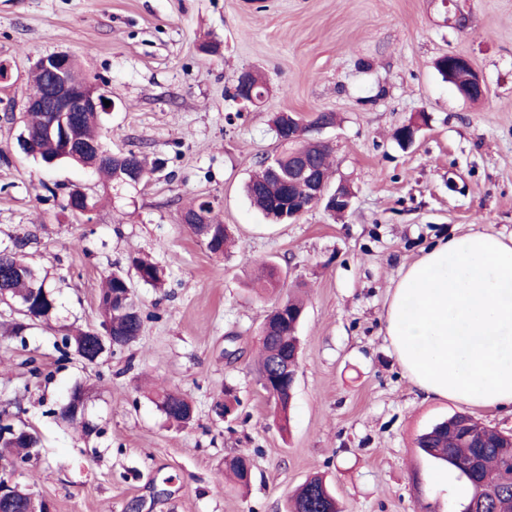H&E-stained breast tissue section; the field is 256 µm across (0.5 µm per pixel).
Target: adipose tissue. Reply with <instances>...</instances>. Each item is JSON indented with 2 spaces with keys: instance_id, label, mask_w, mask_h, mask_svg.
Here are the masks:
<instances>
[{
  "instance_id": "obj_1",
  "label": "adipose tissue",
  "mask_w": 512,
  "mask_h": 512,
  "mask_svg": "<svg viewBox=\"0 0 512 512\" xmlns=\"http://www.w3.org/2000/svg\"><path fill=\"white\" fill-rule=\"evenodd\" d=\"M385 322L420 391L512 405V238L484 229L440 240L403 272Z\"/></svg>"
}]
</instances>
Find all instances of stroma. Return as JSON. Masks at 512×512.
I'll return each mask as SVG.
<instances>
[{
	"instance_id": "1",
	"label": "stroma",
	"mask_w": 512,
	"mask_h": 512,
	"mask_svg": "<svg viewBox=\"0 0 512 512\" xmlns=\"http://www.w3.org/2000/svg\"><path fill=\"white\" fill-rule=\"evenodd\" d=\"M55 52L111 87L107 148L162 159L161 172L118 188L19 150L33 65ZM448 54L469 59L483 100L442 79ZM0 63V248L17 246L54 287L57 325L99 326L104 278L130 256L165 279L136 284L144 331L96 365L60 359L53 331L0 326V414L42 438L15 482L53 512H286L316 473L342 512H451L468 495L433 482L439 467L417 437L464 412L512 431V408L421 394L384 315L404 269L439 237L474 226L512 236V0H0ZM246 70L268 92L243 113L229 91ZM280 112L335 114L316 137L333 149L331 184L354 191L344 215L319 206L272 227L251 206L243 186L279 153ZM416 121L400 146L394 131ZM76 186L96 203L89 216L65 207ZM195 200L213 201L230 227L224 257L182 224ZM265 260L280 282L260 297L250 274ZM291 294L306 308L283 428L254 365L265 315ZM79 383L98 427L87 436L55 416ZM157 386L192 401L190 427L157 409ZM228 388L237 401L225 418ZM239 454L252 463L246 489L224 475Z\"/></svg>"
}]
</instances>
